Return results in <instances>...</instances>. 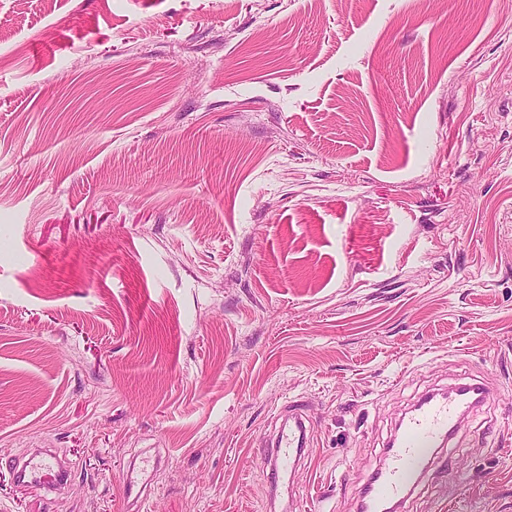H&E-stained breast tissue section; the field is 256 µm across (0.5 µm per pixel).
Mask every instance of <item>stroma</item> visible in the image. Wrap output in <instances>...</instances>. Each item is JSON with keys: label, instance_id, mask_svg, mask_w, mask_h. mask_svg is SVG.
<instances>
[{"label": "stroma", "instance_id": "stroma-1", "mask_svg": "<svg viewBox=\"0 0 512 512\" xmlns=\"http://www.w3.org/2000/svg\"><path fill=\"white\" fill-rule=\"evenodd\" d=\"M471 379L403 512H512V0H0V512H356ZM468 392L464 400L460 391ZM486 396L481 384H466L447 395H435L419 403L402 421L387 462L371 479L368 490L378 501L398 502L401 508L410 495L412 483L437 459V448L453 437L466 412ZM468 402V404H466ZM307 438V427L302 416L292 415L289 418L288 432L283 431L271 446L273 457L270 463V472L275 484L278 483L280 472L287 470L288 466L294 464V449L297 454L298 448L306 443ZM19 484L52 492L61 484L68 472L49 453L37 452L15 467Z\"/></svg>", "mask_w": 512, "mask_h": 512}]
</instances>
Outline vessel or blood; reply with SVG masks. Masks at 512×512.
Instances as JSON below:
<instances>
[{
    "instance_id": "1",
    "label": "vessel or blood",
    "mask_w": 512,
    "mask_h": 512,
    "mask_svg": "<svg viewBox=\"0 0 512 512\" xmlns=\"http://www.w3.org/2000/svg\"><path fill=\"white\" fill-rule=\"evenodd\" d=\"M482 400L486 389L481 384L465 385L463 392L435 395L419 403L402 421L398 438L388 450L387 461L381 472L371 479L368 490L378 501L405 503L413 482L433 464L442 443L453 437L469 409L466 397ZM307 441V428L301 415H294L288 429L272 445L270 463L272 476H279L293 464L295 449ZM19 483L25 487L53 491L61 484L67 472L48 453L37 452L16 466Z\"/></svg>"
}]
</instances>
